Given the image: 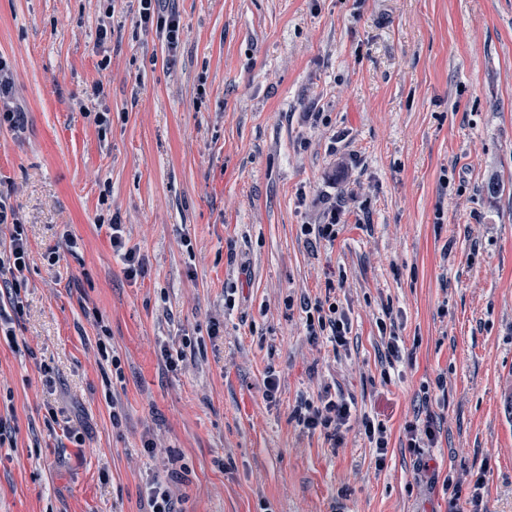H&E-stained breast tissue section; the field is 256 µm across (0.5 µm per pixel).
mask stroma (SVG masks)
<instances>
[{
    "instance_id": "1",
    "label": "stroma",
    "mask_w": 512,
    "mask_h": 512,
    "mask_svg": "<svg viewBox=\"0 0 512 512\" xmlns=\"http://www.w3.org/2000/svg\"><path fill=\"white\" fill-rule=\"evenodd\" d=\"M170 4L171 64L135 0H0L25 114L0 129V196L28 253L0 512H146L171 468L184 512H448L452 473L457 512L479 477L483 512H512V0ZM320 197L344 211L330 244L301 233ZM325 297L348 351L308 334L301 302ZM327 389L383 411L384 467L358 430L334 450L292 420ZM424 402L440 432L413 453ZM121 225L122 224H111L112 233L110 235V242L112 252L123 261L126 277L136 279L145 273L146 259L135 248L127 245Z\"/></svg>"
}]
</instances>
